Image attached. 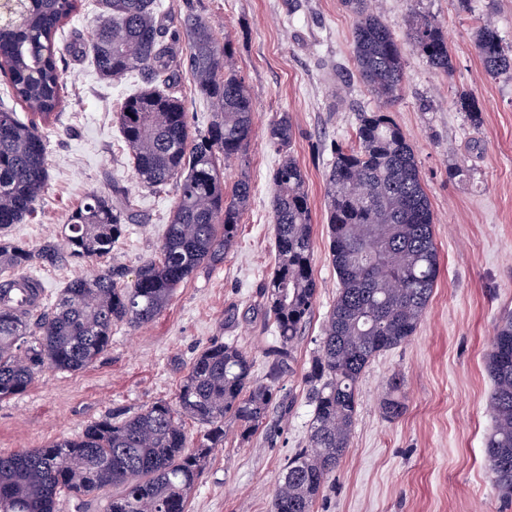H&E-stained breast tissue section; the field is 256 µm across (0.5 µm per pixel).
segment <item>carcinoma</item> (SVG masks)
Returning <instances> with one entry per match:
<instances>
[{
  "instance_id": "obj_1",
  "label": "carcinoma",
  "mask_w": 512,
  "mask_h": 512,
  "mask_svg": "<svg viewBox=\"0 0 512 512\" xmlns=\"http://www.w3.org/2000/svg\"><path fill=\"white\" fill-rule=\"evenodd\" d=\"M78 0H24L20 22L0 26V75L14 98L47 119L62 106L63 76L56 37ZM103 17L91 51L101 76L143 73L157 86L125 98L120 131L136 185L176 189L177 202L154 254L133 270L113 258L128 225L138 220L131 191H92L60 231V241L29 246L8 229L27 219L48 184L46 135L36 120L0 108V274L35 266L100 262L93 273L62 288L49 308L23 314L8 307L0 288V400L24 392L45 368L77 372L112 342V327L152 322L176 288L203 266L223 262L233 247L251 198L247 177L224 191L222 162L245 152L254 107L244 79L228 66L230 44L193 10L181 22L187 52L174 60L164 41L157 0H101ZM355 18L353 55L359 78L378 107L359 115L354 139L337 145L326 174L329 257L336 300L329 310L306 382L312 416L306 446L287 461L270 512H312L326 479L346 455L355 424L358 382L379 354L406 343L426 314L440 273L434 213L413 145L389 108L403 89L404 59L390 27L369 0H344ZM412 46L436 71L453 70L448 41L434 19L420 15ZM475 49L485 71L512 70V49L489 23L476 28ZM189 72L197 93L212 104L204 128L188 121L173 88ZM281 159L272 176L276 261L263 283L265 325L275 335L267 382L234 341H217L191 362L175 400L156 401L131 416L107 415L80 434L41 448L0 453V512H58L62 494L97 496L112 489L106 512H186L189 495L212 449L224 444V421L237 424L242 442L266 420L275 383L313 314L312 220L305 174L290 152L294 126L281 113L268 129ZM39 315V335L29 324ZM486 370L493 381L492 427L486 462L494 486L512 496V314L496 324ZM381 410H404L403 380L388 384ZM204 427L189 447L185 421Z\"/></svg>"
}]
</instances>
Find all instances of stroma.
I'll return each instance as SVG.
<instances>
[{
	"mask_svg": "<svg viewBox=\"0 0 512 512\" xmlns=\"http://www.w3.org/2000/svg\"><path fill=\"white\" fill-rule=\"evenodd\" d=\"M64 26L57 57L65 105L48 132V186L10 237L38 245L57 234L92 191L130 187L142 215L118 252L136 267L150 256L176 205L173 187H136L116 114L147 80L97 72L89 44L102 16L100 0H78ZM168 30L188 6L206 16L232 48L230 65L244 78L255 120L245 154L228 163L226 187L248 176L252 195L236 246L222 264L185 280L151 324L112 329V343L78 372L39 373L20 395L0 400V452L42 447L78 435L112 412L134 413L174 400L193 357L212 341L235 340L265 380L274 342L264 326L259 287L274 265L271 174L278 156L268 127L288 113L292 151L309 189L312 268L318 283L314 314L279 381L262 429L241 443L233 421L191 494L188 512H269L286 459L306 442L312 407L304 376L316 355L322 324L336 298L329 257L324 187L334 145L347 143L360 112L377 100L355 78L354 18L342 0H162ZM403 50L405 82L392 107L413 144L434 213L440 275L426 315L407 343L374 359L360 384L350 448L327 479L313 512H512L493 485L485 439L492 426V381L485 367L495 326L512 312V72L488 75L475 50L476 20L491 21L512 46V0H372ZM435 19L448 39L453 71L442 75L414 50L416 15ZM473 95L478 114L456 106ZM405 380L403 414L380 409L392 376ZM292 399L290 409L282 402Z\"/></svg>",
	"mask_w": 512,
	"mask_h": 512,
	"instance_id": "35a3bbf8",
	"label": "stroma"
}]
</instances>
